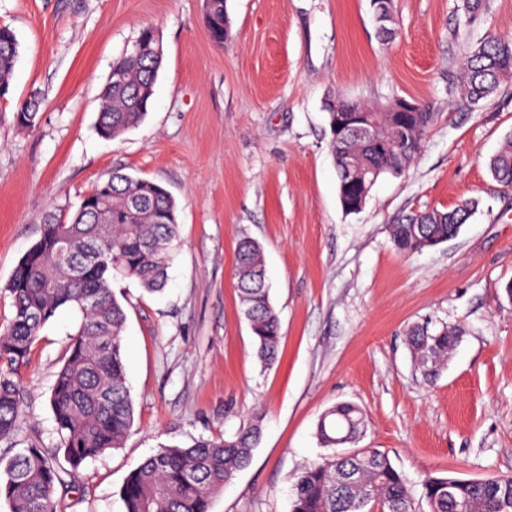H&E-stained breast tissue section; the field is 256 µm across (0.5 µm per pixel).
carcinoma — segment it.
Segmentation results:
<instances>
[{
    "instance_id": "cac0c4a2",
    "label": "carcinoma",
    "mask_w": 512,
    "mask_h": 512,
    "mask_svg": "<svg viewBox=\"0 0 512 512\" xmlns=\"http://www.w3.org/2000/svg\"><path fill=\"white\" fill-rule=\"evenodd\" d=\"M379 34L395 36L392 0H372ZM458 26L468 29L484 13V0H463ZM206 27L217 45L229 37L226 0H206ZM152 51H131L113 65L99 97L98 134L107 140L137 126L147 114L154 85L164 60L156 29L142 27L136 38ZM16 34L0 26V99L10 93L18 58ZM460 88L468 105L477 107L512 83V36L489 35L475 43L460 64ZM43 99L36 92L20 103L15 123L36 124ZM396 101L381 110L345 98L327 104L329 147L336 163L339 197L349 214L360 212L377 180L398 176L419 154L424 135L436 113L418 102L400 112ZM374 125L372 137L355 133L359 124ZM356 159L368 170L355 180L349 166ZM489 167L499 186L512 190V133L507 135ZM478 202L465 200L451 209H429L403 217L392 225L395 247L415 253L431 243L457 236ZM178 234L177 205L171 194L153 180L115 172L82 197L70 220H47L39 240L24 254L4 285L14 315L0 331V442L12 439L22 415L20 384L14 380L25 365L45 325L62 308L80 316L78 330L51 389L50 406L60 445L45 448L32 443L9 457L0 455V500L9 512H61L63 496L73 490L79 466L121 447L134 420L126 384L121 334L126 314L112 293V277L137 279L149 293L164 290L171 261L170 246ZM237 290L243 315L250 323L264 364L276 361L280 323L269 295L262 246L244 237L236 248ZM408 345L432 382L448 361L460 333L430 323L413 325ZM364 428L362 410L349 403L327 409L317 435L333 450L304 466L296 477L291 512H448V495L469 503L474 512H512V477H492L483 483L427 475L420 497L403 474L378 448L354 457L336 453V438L358 440ZM260 436L259 418L231 438L199 440L189 447L163 446L132 469L120 488L124 512H209L213 494L246 468ZM64 457L65 463L59 462Z\"/></svg>"
}]
</instances>
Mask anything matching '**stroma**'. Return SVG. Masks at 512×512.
<instances>
[{
	"label": "stroma",
	"mask_w": 512,
	"mask_h": 512,
	"mask_svg": "<svg viewBox=\"0 0 512 512\" xmlns=\"http://www.w3.org/2000/svg\"><path fill=\"white\" fill-rule=\"evenodd\" d=\"M460 0H393L383 42L370 0H227L230 36L209 37L205 0H0L19 41L0 100V286L48 216H71L113 171L158 182L178 205L179 240L159 293L112 281L127 320L122 354L134 424L122 447L79 469L65 512H124L129 472L164 445L234 435L259 419L250 465L210 512H290L300 468L320 460V416L349 402L358 445L385 451L408 484L428 474L512 476V190L488 162L512 132V86L476 108L455 75L471 43L512 35V0H486L458 31ZM152 25L164 47L151 107L135 128L97 132L113 62ZM31 129L14 122L31 92ZM432 104L417 158L345 213L329 148V99ZM475 199L459 235L421 252L394 245L402 215ZM264 248L281 341L262 366L235 288V246ZM464 336L434 383L406 343L414 324ZM79 315L59 310L20 368L16 448L60 442L49 405Z\"/></svg>",
	"instance_id": "obj_1"
}]
</instances>
